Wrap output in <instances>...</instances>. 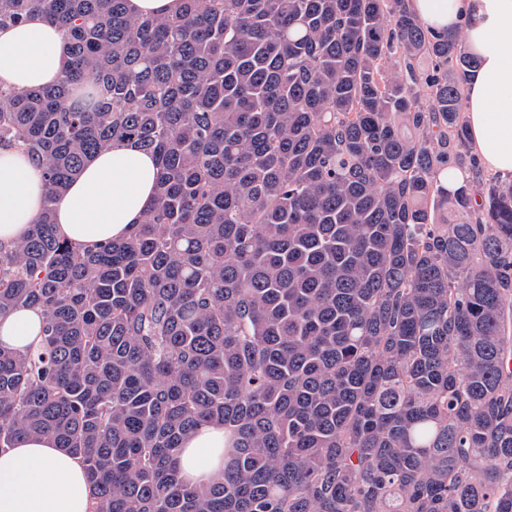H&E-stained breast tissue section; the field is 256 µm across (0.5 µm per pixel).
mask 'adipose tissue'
Returning <instances> with one entry per match:
<instances>
[{"label":"adipose tissue","instance_id":"ef3b65f1","mask_svg":"<svg viewBox=\"0 0 512 512\" xmlns=\"http://www.w3.org/2000/svg\"><path fill=\"white\" fill-rule=\"evenodd\" d=\"M409 10L436 35L464 29L479 67L463 92L469 143L492 172H512V0H408ZM70 59L59 25L35 15L0 29V85L25 91L60 81ZM155 157L124 141L96 154L54 202L57 233L92 249L126 238L154 205ZM41 172L22 153L0 152V244L20 239L42 212ZM43 313L25 308L0 315V344L18 351L42 340ZM182 479L210 481L224 469V429L207 426L179 456ZM92 486L82 458L32 436L0 450V512H88Z\"/></svg>","mask_w":512,"mask_h":512}]
</instances>
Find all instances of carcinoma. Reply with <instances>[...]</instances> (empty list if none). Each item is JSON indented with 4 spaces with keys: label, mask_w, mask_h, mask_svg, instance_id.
Instances as JSON below:
<instances>
[{
    "label": "carcinoma",
    "mask_w": 512,
    "mask_h": 512,
    "mask_svg": "<svg viewBox=\"0 0 512 512\" xmlns=\"http://www.w3.org/2000/svg\"><path fill=\"white\" fill-rule=\"evenodd\" d=\"M127 2L0 0L71 57L0 85V147L47 187L0 245V314L45 317L0 344V449L80 456L90 512H512V181L476 198L460 34L406 0ZM117 141L156 157L155 204L82 249L53 204ZM206 425L224 472L188 484ZM180 0H129L128 8L134 15L171 16L178 12ZM43 313L25 308L0 315V342L18 351L36 348L42 340ZM180 476L190 483H204L224 470V427L207 426L190 437L180 453Z\"/></svg>",
    "instance_id": "cac0c4a2"
}]
</instances>
